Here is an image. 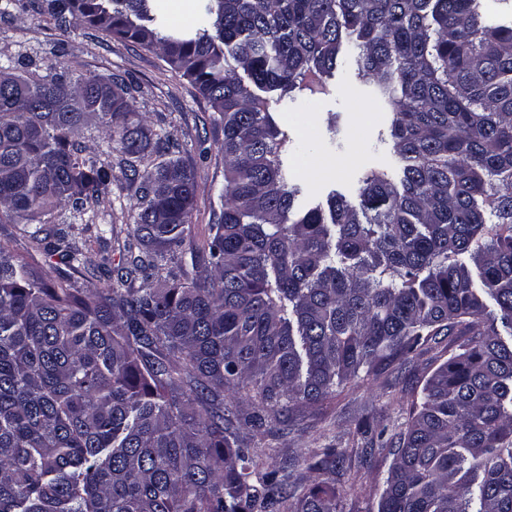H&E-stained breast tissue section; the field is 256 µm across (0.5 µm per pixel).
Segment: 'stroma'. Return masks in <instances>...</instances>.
<instances>
[{
  "instance_id": "35a3bbf8",
  "label": "stroma",
  "mask_w": 512,
  "mask_h": 512,
  "mask_svg": "<svg viewBox=\"0 0 512 512\" xmlns=\"http://www.w3.org/2000/svg\"><path fill=\"white\" fill-rule=\"evenodd\" d=\"M45 5L46 0H0V65L41 72L51 63L76 75L118 79L129 87L135 108L154 132L172 135L171 157L197 174L191 228L182 247L183 263L192 262L191 251L214 223L224 193V131L208 101L160 53L87 25L61 31ZM271 111L288 134L285 165L289 184L301 190L297 207L326 204L335 191L355 197L362 176L375 167H387L392 178L400 177L390 116L376 103L373 86L358 79L353 63L336 70L328 94L285 98ZM79 143L86 155L112 168V185L95 204L90 229L73 231L91 260L82 270L88 280L95 266L114 267L122 259L136 187L126 179L122 155L98 121L84 127ZM467 338L464 331L437 337L378 375L337 388L295 425L249 427L241 436L265 463L294 460V475L305 488L331 475L312 450L344 449L345 460L331 475L343 494L344 512H378L383 479L393 460L392 441L419 402L428 377L447 360L449 349Z\"/></svg>"
}]
</instances>
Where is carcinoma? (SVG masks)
<instances>
[{"label": "carcinoma", "mask_w": 512, "mask_h": 512, "mask_svg": "<svg viewBox=\"0 0 512 512\" xmlns=\"http://www.w3.org/2000/svg\"><path fill=\"white\" fill-rule=\"evenodd\" d=\"M155 2L48 9L161 49L209 101L225 184L211 273L158 276L196 172L155 162L171 140L125 84L0 66V224L94 213L112 167L74 149L91 118L140 181L113 283L77 285L71 224L30 232L24 254L0 245V512H339L335 486L302 492L240 427L290 424L458 326L470 338L426 380L379 512H512V24L478 0H209L207 25L164 34ZM351 49L402 177L373 169L357 200L296 212L272 94L326 93Z\"/></svg>", "instance_id": "1"}]
</instances>
